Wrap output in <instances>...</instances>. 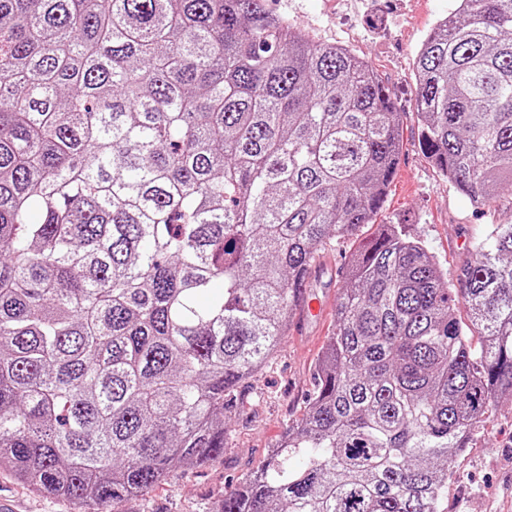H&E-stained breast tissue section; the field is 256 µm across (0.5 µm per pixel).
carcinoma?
I'll return each mask as SVG.
<instances>
[{
    "label": "carcinoma",
    "instance_id": "carcinoma-1",
    "mask_svg": "<svg viewBox=\"0 0 512 512\" xmlns=\"http://www.w3.org/2000/svg\"><path fill=\"white\" fill-rule=\"evenodd\" d=\"M456 2L417 53L419 144L486 207L512 183V0ZM401 149L372 66L266 0H0V470L101 512L224 456L242 385ZM312 379L208 512H439L512 399V223L451 276L381 225Z\"/></svg>",
    "mask_w": 512,
    "mask_h": 512
}]
</instances>
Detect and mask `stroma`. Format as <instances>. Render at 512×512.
<instances>
[{"instance_id":"obj_1","label":"stroma","mask_w":512,"mask_h":512,"mask_svg":"<svg viewBox=\"0 0 512 512\" xmlns=\"http://www.w3.org/2000/svg\"><path fill=\"white\" fill-rule=\"evenodd\" d=\"M318 43H340L369 62L388 86L402 114L404 144L383 209L356 235L333 241L322 269L309 278L313 312H297L271 367L251 380L230 418L223 457L175 471L145 496L116 504V512H204L298 417L312 389L314 363L333 328L336 298L352 251L372 238L378 225L397 224L421 238L439 265L455 271L484 225L512 222V190L485 210H476L425 158L418 136L414 61L421 44L456 0H267ZM0 496L17 512H72L71 504L17 483L0 471ZM442 512H512V402L501 401L483 428L453 463Z\"/></svg>"}]
</instances>
